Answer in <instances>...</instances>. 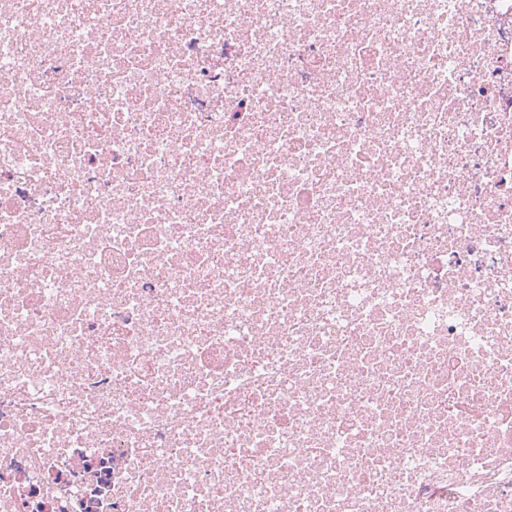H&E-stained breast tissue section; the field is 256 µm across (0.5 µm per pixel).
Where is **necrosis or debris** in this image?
I'll list each match as a JSON object with an SVG mask.
<instances>
[{
  "mask_svg": "<svg viewBox=\"0 0 512 512\" xmlns=\"http://www.w3.org/2000/svg\"><path fill=\"white\" fill-rule=\"evenodd\" d=\"M0 512H512V0H0Z\"/></svg>",
  "mask_w": 512,
  "mask_h": 512,
  "instance_id": "obj_1",
  "label": "necrosis or debris"
}]
</instances>
